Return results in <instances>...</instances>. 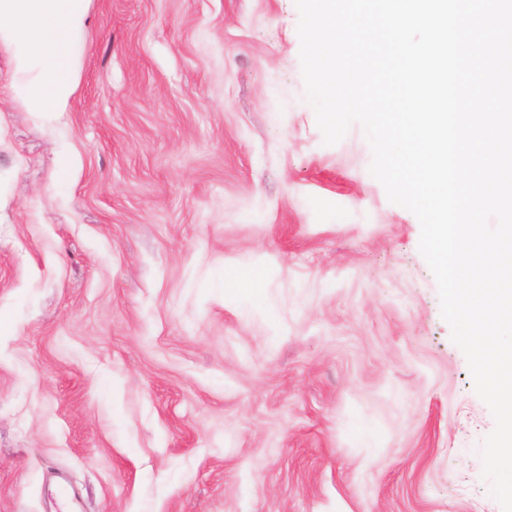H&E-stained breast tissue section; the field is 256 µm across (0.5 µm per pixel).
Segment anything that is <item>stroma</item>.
<instances>
[{"instance_id": "35a3bbf8", "label": "stroma", "mask_w": 512, "mask_h": 512, "mask_svg": "<svg viewBox=\"0 0 512 512\" xmlns=\"http://www.w3.org/2000/svg\"><path fill=\"white\" fill-rule=\"evenodd\" d=\"M298 21L91 0L51 118L0 40V512H502L420 222L360 124L324 144ZM230 288L246 296L255 297L262 293L261 281L252 271L229 272L224 275V289Z\"/></svg>"}]
</instances>
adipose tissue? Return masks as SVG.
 Masks as SVG:
<instances>
[{
	"label": "adipose tissue",
	"mask_w": 512,
	"mask_h": 512,
	"mask_svg": "<svg viewBox=\"0 0 512 512\" xmlns=\"http://www.w3.org/2000/svg\"><path fill=\"white\" fill-rule=\"evenodd\" d=\"M90 0H0V39L14 48L24 81L16 93L28 111H66L76 91L74 38L86 26Z\"/></svg>",
	"instance_id": "obj_1"
}]
</instances>
